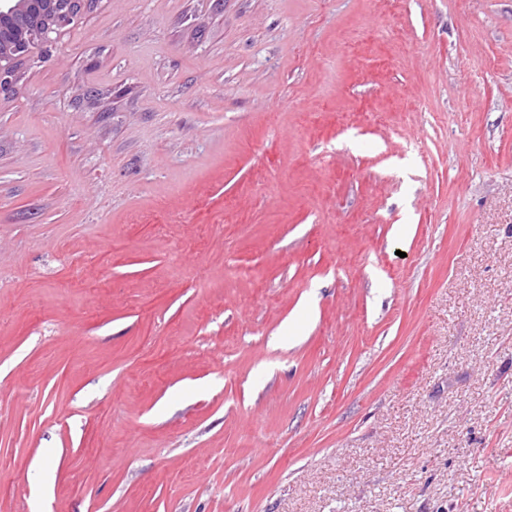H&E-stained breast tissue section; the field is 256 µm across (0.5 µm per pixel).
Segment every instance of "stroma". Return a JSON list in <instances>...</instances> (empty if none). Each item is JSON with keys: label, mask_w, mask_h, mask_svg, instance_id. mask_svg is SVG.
Instances as JSON below:
<instances>
[{"label": "stroma", "mask_w": 512, "mask_h": 512, "mask_svg": "<svg viewBox=\"0 0 512 512\" xmlns=\"http://www.w3.org/2000/svg\"><path fill=\"white\" fill-rule=\"evenodd\" d=\"M18 75L0 512H512V0H95Z\"/></svg>", "instance_id": "stroma-1"}]
</instances>
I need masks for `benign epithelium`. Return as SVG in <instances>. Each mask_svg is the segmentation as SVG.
Instances as JSON below:
<instances>
[{"label":"benign epithelium","instance_id":"obj_1","mask_svg":"<svg viewBox=\"0 0 512 512\" xmlns=\"http://www.w3.org/2000/svg\"><path fill=\"white\" fill-rule=\"evenodd\" d=\"M76 0H0V94L17 81V65L37 48L56 43L77 16L66 5Z\"/></svg>","mask_w":512,"mask_h":512}]
</instances>
